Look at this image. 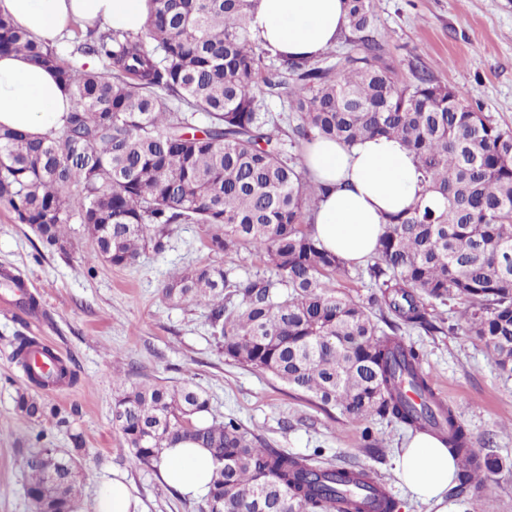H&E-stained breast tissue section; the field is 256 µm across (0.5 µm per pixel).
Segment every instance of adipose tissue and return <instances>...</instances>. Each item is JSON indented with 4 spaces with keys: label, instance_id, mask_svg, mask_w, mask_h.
Segmentation results:
<instances>
[{
    "label": "adipose tissue",
    "instance_id": "adipose-tissue-1",
    "mask_svg": "<svg viewBox=\"0 0 512 512\" xmlns=\"http://www.w3.org/2000/svg\"><path fill=\"white\" fill-rule=\"evenodd\" d=\"M153 9L151 0H0L8 14L38 40L58 42L71 23L139 33ZM251 35L272 54L313 58L335 45L348 27L346 0H255L248 19ZM73 107L56 70L18 52L0 54V126L44 136L58 130ZM304 166L322 185L314 215V237L348 264L375 251L387 215L401 213L423 197L412 153L397 139L376 137L353 146L319 138L303 153ZM155 466L163 482L182 497L209 492L214 457L206 448L181 443L165 449ZM412 499L442 503L457 476L454 455L443 441L413 435L397 464ZM93 512H140L122 478L105 480Z\"/></svg>",
    "mask_w": 512,
    "mask_h": 512
}]
</instances>
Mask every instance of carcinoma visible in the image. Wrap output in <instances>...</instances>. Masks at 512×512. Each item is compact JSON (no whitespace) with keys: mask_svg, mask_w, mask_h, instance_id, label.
<instances>
[{"mask_svg":"<svg viewBox=\"0 0 512 512\" xmlns=\"http://www.w3.org/2000/svg\"><path fill=\"white\" fill-rule=\"evenodd\" d=\"M145 34L109 29L75 45L96 57L87 71L0 13V51L24 52L54 68L74 108L43 137L0 127V206L65 252L80 224L94 258L115 267L164 248L173 224L205 227L207 247L251 248L265 271L244 277L209 264L163 286L171 300L210 307L224 356L269 372L291 388L363 423L387 419L437 434L455 458L471 450L458 412L435 393L406 328L437 329L426 301L456 299L467 332L512 376V131L427 71L398 85L374 32L375 0H347L349 49L319 62L271 55L253 39V0H153ZM287 102L272 112L267 99ZM402 140L426 192L388 217L367 274L379 293L339 294L328 279L348 272L312 233L322 193L288 147L316 138L352 146ZM16 338L13 358L37 388L76 380L62 362L43 374ZM31 420L47 415L17 394ZM112 422L136 460L154 466L178 442L210 449L216 468L199 512H397L370 472L326 467L264 444L233 417L212 414L207 395L185 384H138L112 407ZM26 496L36 512H78L79 460L38 448L27 461ZM462 485L495 488L486 458L460 467Z\"/></svg>","mask_w":512,"mask_h":512,"instance_id":"1","label":"carcinoma"}]
</instances>
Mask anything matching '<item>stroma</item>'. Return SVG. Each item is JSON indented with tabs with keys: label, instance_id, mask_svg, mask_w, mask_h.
Instances as JSON below:
<instances>
[{
	"label": "stroma",
	"instance_id": "35a3bbf8",
	"mask_svg": "<svg viewBox=\"0 0 512 512\" xmlns=\"http://www.w3.org/2000/svg\"><path fill=\"white\" fill-rule=\"evenodd\" d=\"M375 14L399 83L413 82L417 69L427 68L512 130V0H375ZM208 263L242 273L265 268L245 248L209 251L198 224L173 225L164 250L149 249L133 264L113 267L94 260L83 232L63 253L0 208V278L30 281L36 310L31 316L5 303L0 287V512H34L24 491L32 448L72 449L75 433L83 438V512H91L99 483L115 473L125 475L142 512H198L197 501L179 497L135 460L112 422L114 400L124 389L186 382L207 394L213 414L235 417L271 447L300 456L317 451L324 464L365 468L386 484L399 512H436L411 500L396 474L409 430L376 417L355 423L272 374L226 358L206 306L163 297L170 273ZM459 308L456 301H429L436 331L417 328L404 336L423 352L438 396L458 411L479 457L499 465L494 491L454 485L444 504L448 512H512V376L495 367L483 342L466 335ZM20 336L48 342L77 373L76 383L34 391L40 402L71 413L70 426L37 423L17 409L18 392L29 388L11 358ZM40 430L46 436L39 441ZM367 430L378 448L366 447Z\"/></svg>",
	"mask_w": 512,
	"mask_h": 512
}]
</instances>
